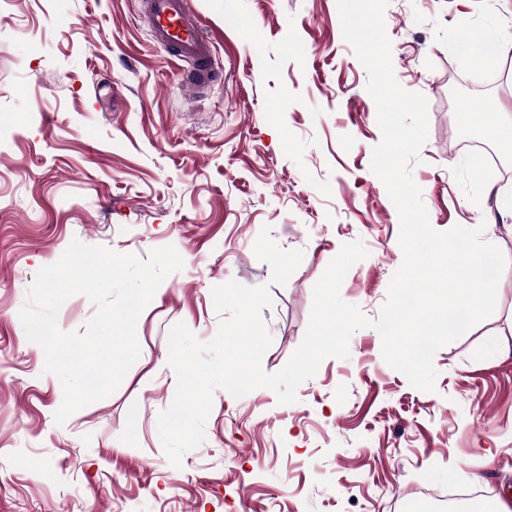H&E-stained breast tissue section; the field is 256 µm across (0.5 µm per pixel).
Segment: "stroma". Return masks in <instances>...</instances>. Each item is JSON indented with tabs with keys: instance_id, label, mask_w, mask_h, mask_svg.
<instances>
[{
	"instance_id": "35a3bbf8",
	"label": "stroma",
	"mask_w": 512,
	"mask_h": 512,
	"mask_svg": "<svg viewBox=\"0 0 512 512\" xmlns=\"http://www.w3.org/2000/svg\"><path fill=\"white\" fill-rule=\"evenodd\" d=\"M138 0H0V512H414L419 489L512 500V263L494 314L433 358L432 392L371 327L279 403L218 388L204 442L168 460L170 329L210 341L214 287L267 288L266 373L300 345L312 288L341 247L367 257L341 298L377 318L403 261L399 215L370 163L382 132L337 0H186L216 63L193 92ZM496 31L493 58L450 43ZM394 74L428 102L413 178L431 226L483 227L512 260V0H390ZM261 42V56L251 46ZM506 151L495 175L459 132ZM184 261L140 315V356L110 396L57 425L59 379L20 319L72 241Z\"/></svg>"
}]
</instances>
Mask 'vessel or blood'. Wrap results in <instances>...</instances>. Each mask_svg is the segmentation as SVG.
Listing matches in <instances>:
<instances>
[{"instance_id":"obj_1","label":"vessel or blood","mask_w":512,"mask_h":512,"mask_svg":"<svg viewBox=\"0 0 512 512\" xmlns=\"http://www.w3.org/2000/svg\"><path fill=\"white\" fill-rule=\"evenodd\" d=\"M145 13L156 41L184 63L185 80L202 87L214 71L212 43L196 17L187 12L185 0H146Z\"/></svg>"}]
</instances>
